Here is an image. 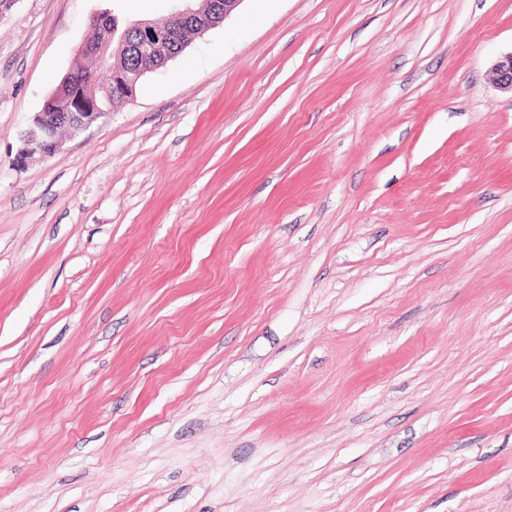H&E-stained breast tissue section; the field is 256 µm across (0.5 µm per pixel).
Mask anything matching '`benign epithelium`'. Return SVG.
<instances>
[{
    "label": "benign epithelium",
    "mask_w": 512,
    "mask_h": 512,
    "mask_svg": "<svg viewBox=\"0 0 512 512\" xmlns=\"http://www.w3.org/2000/svg\"><path fill=\"white\" fill-rule=\"evenodd\" d=\"M172 23L159 25L149 20L133 23L135 36L123 32L115 40V20L102 12L93 17L91 26L104 31V36L83 44L79 57L93 59L94 65L83 70L75 65L48 96L28 127L20 133L21 147L16 163L44 159L62 148L60 132H79L99 118L112 112L117 103L132 100L140 79L164 67L180 55L188 44L187 33L201 34L225 20L242 0H209L208 9L192 7L193 0H172ZM499 88L512 92V53L492 66ZM85 78L97 89V94L85 97L73 92L79 78Z\"/></svg>",
    "instance_id": "7a95c632"
}]
</instances>
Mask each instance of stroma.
Here are the masks:
<instances>
[{
	"mask_svg": "<svg viewBox=\"0 0 512 512\" xmlns=\"http://www.w3.org/2000/svg\"><path fill=\"white\" fill-rule=\"evenodd\" d=\"M101 12L0 15V512H512V0H241L17 167Z\"/></svg>",
	"mask_w": 512,
	"mask_h": 512,
	"instance_id": "obj_1",
	"label": "stroma"
}]
</instances>
